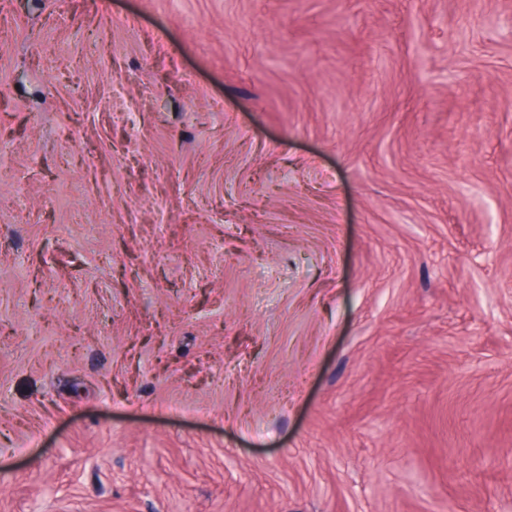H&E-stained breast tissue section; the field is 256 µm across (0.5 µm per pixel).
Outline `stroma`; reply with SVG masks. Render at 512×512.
I'll return each mask as SVG.
<instances>
[{
	"label": "stroma",
	"mask_w": 512,
	"mask_h": 512,
	"mask_svg": "<svg viewBox=\"0 0 512 512\" xmlns=\"http://www.w3.org/2000/svg\"><path fill=\"white\" fill-rule=\"evenodd\" d=\"M0 512H512V0H0Z\"/></svg>",
	"instance_id": "35a3bbf8"
}]
</instances>
